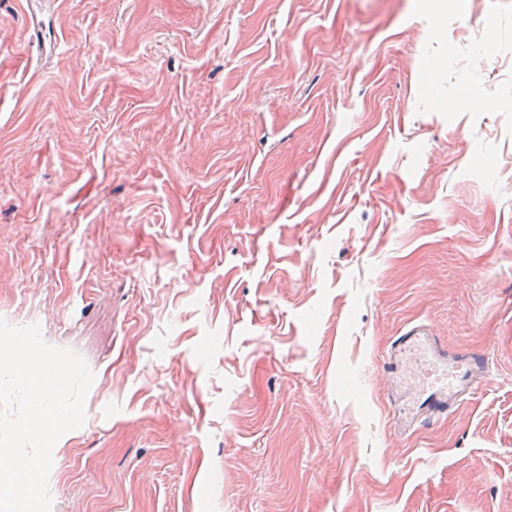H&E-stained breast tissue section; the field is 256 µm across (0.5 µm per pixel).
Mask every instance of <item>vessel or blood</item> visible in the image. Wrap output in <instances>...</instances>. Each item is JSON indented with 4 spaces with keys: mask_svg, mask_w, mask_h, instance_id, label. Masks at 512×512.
Instances as JSON below:
<instances>
[{
    "mask_svg": "<svg viewBox=\"0 0 512 512\" xmlns=\"http://www.w3.org/2000/svg\"><path fill=\"white\" fill-rule=\"evenodd\" d=\"M488 364L487 351H449L423 325L393 337L381 366L393 378L394 397L405 400L398 427L418 431L446 419Z\"/></svg>",
    "mask_w": 512,
    "mask_h": 512,
    "instance_id": "obj_1",
    "label": "vessel or blood"
}]
</instances>
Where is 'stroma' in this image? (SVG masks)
I'll return each instance as SVG.
<instances>
[{"label":"stroma","instance_id":"1","mask_svg":"<svg viewBox=\"0 0 512 512\" xmlns=\"http://www.w3.org/2000/svg\"><path fill=\"white\" fill-rule=\"evenodd\" d=\"M0 318L52 512H512V0H0ZM411 324L491 353L415 434Z\"/></svg>","mask_w":512,"mask_h":512}]
</instances>
